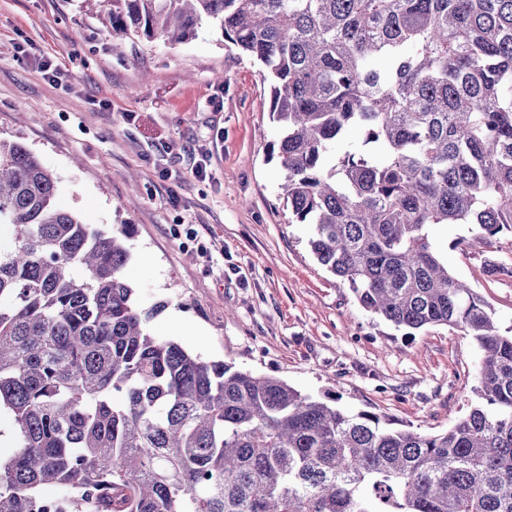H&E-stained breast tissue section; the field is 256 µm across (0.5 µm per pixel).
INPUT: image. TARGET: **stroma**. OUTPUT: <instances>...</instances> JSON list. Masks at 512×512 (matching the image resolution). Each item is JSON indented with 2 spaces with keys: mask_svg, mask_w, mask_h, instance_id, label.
<instances>
[{
  "mask_svg": "<svg viewBox=\"0 0 512 512\" xmlns=\"http://www.w3.org/2000/svg\"><path fill=\"white\" fill-rule=\"evenodd\" d=\"M269 108L268 81L218 22L203 20L186 43L134 36L116 47L87 0H0V136L55 174L62 208L133 226L124 276L144 304L165 303L153 335L168 336L175 314L203 357L335 393L398 428L448 430L476 401L479 348L447 325L395 328L317 261L310 226L291 223L284 203ZM180 224L195 238L175 236ZM431 233L449 273L512 327V279L486 272L512 263V232L490 248L464 224Z\"/></svg>",
  "mask_w": 512,
  "mask_h": 512,
  "instance_id": "35a3bbf8",
  "label": "stroma"
}]
</instances>
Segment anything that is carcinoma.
<instances>
[{"mask_svg":"<svg viewBox=\"0 0 512 512\" xmlns=\"http://www.w3.org/2000/svg\"><path fill=\"white\" fill-rule=\"evenodd\" d=\"M112 38L205 18L271 85L292 223L363 308L482 352L479 402L424 434L154 336L132 226L87 224L0 137V512H512V334L430 230L512 231V0H96ZM357 129L362 139H347Z\"/></svg>","mask_w":512,"mask_h":512,"instance_id":"carcinoma-1","label":"carcinoma"}]
</instances>
